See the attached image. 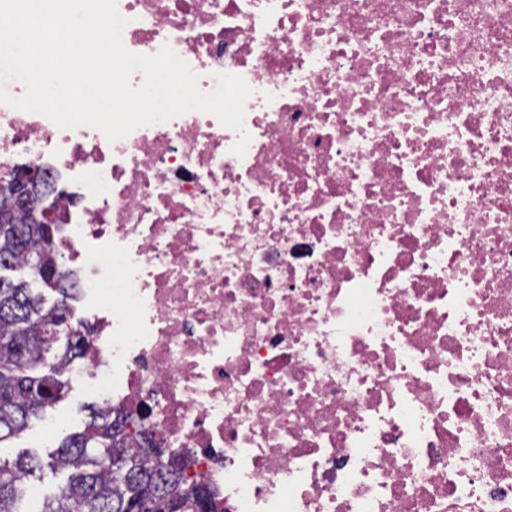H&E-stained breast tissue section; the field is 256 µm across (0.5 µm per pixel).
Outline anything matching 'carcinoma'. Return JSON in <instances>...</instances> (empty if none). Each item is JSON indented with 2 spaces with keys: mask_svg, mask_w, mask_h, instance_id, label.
Segmentation results:
<instances>
[{
  "mask_svg": "<svg viewBox=\"0 0 512 512\" xmlns=\"http://www.w3.org/2000/svg\"><path fill=\"white\" fill-rule=\"evenodd\" d=\"M29 220L23 211L15 231L0 229V270L45 272L58 298L47 308L27 281L0 276V444L64 398L55 389L69 386L64 368L87 344L86 334L75 332L69 318L77 282L49 259L59 227ZM128 421L121 411L94 406L84 430L67 435L46 458L30 453L11 462L0 458V512H19L27 479L45 468L67 473V481L43 499L39 512H133L174 492L181 512H197L205 497L214 501L205 483H188L180 459L158 446L152 432L126 433Z\"/></svg>",
  "mask_w": 512,
  "mask_h": 512,
  "instance_id": "cac0c4a2",
  "label": "carcinoma"
}]
</instances>
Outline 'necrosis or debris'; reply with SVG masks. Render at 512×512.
<instances>
[{"label":"necrosis or debris","instance_id":"4bbe7bcc","mask_svg":"<svg viewBox=\"0 0 512 512\" xmlns=\"http://www.w3.org/2000/svg\"><path fill=\"white\" fill-rule=\"evenodd\" d=\"M240 132L0 103L77 281L70 374L224 512H512V0H116Z\"/></svg>","mask_w":512,"mask_h":512}]
</instances>
